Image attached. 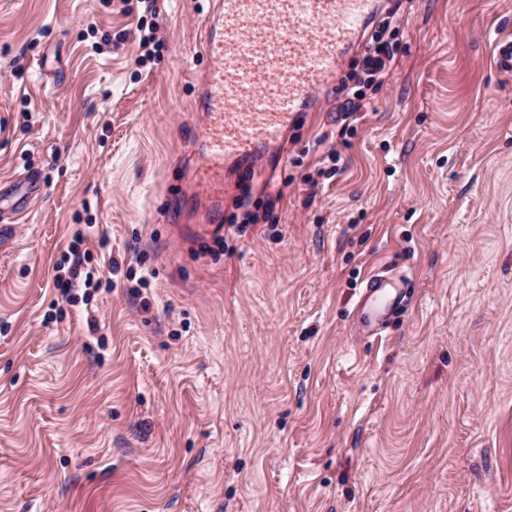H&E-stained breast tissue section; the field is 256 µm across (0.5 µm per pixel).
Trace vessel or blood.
Listing matches in <instances>:
<instances>
[{"label":"vessel or blood","mask_w":512,"mask_h":512,"mask_svg":"<svg viewBox=\"0 0 512 512\" xmlns=\"http://www.w3.org/2000/svg\"><path fill=\"white\" fill-rule=\"evenodd\" d=\"M378 0H221L201 37L210 65L198 111L206 115L199 183L224 201V168L280 144L303 103L340 66L374 18ZM497 69L512 75V35L495 41ZM404 282L373 274L357 309L377 334L405 305Z\"/></svg>","instance_id":"obj_1"}]
</instances>
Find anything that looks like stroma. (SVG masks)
Here are the masks:
<instances>
[{
    "label": "stroma",
    "mask_w": 512,
    "mask_h": 512,
    "mask_svg": "<svg viewBox=\"0 0 512 512\" xmlns=\"http://www.w3.org/2000/svg\"><path fill=\"white\" fill-rule=\"evenodd\" d=\"M381 2L404 21L366 112L342 130L313 93L225 171L216 238L190 173L209 0H0V188L45 184L0 236V512H512V0ZM79 227L100 284L70 306ZM391 265L411 303L364 336ZM495 60L497 69L512 75V35L506 33L495 41Z\"/></svg>",
    "instance_id": "stroma-1"
}]
</instances>
